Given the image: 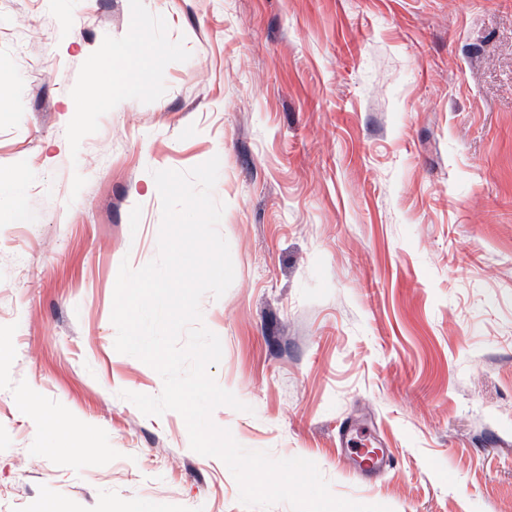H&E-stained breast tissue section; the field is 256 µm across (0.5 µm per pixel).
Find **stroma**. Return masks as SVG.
Returning a JSON list of instances; mask_svg holds the SVG:
<instances>
[{"label": "stroma", "mask_w": 512, "mask_h": 512, "mask_svg": "<svg viewBox=\"0 0 512 512\" xmlns=\"http://www.w3.org/2000/svg\"><path fill=\"white\" fill-rule=\"evenodd\" d=\"M214 156L234 280L200 308L248 409L213 422L341 498L512 512V0H0V512H248L121 398L163 380L111 321L154 171ZM348 422L390 470L340 459Z\"/></svg>", "instance_id": "1"}]
</instances>
